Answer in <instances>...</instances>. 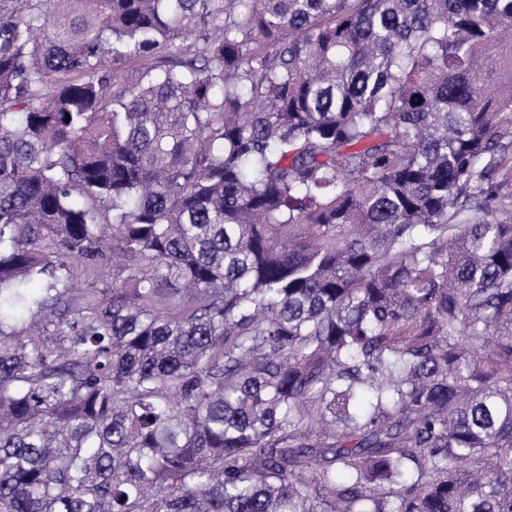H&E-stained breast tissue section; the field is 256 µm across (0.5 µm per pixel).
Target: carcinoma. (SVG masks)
Instances as JSON below:
<instances>
[{
    "mask_svg": "<svg viewBox=\"0 0 512 512\" xmlns=\"http://www.w3.org/2000/svg\"><path fill=\"white\" fill-rule=\"evenodd\" d=\"M0 512H512V0H0Z\"/></svg>",
    "mask_w": 512,
    "mask_h": 512,
    "instance_id": "1",
    "label": "carcinoma"
}]
</instances>
